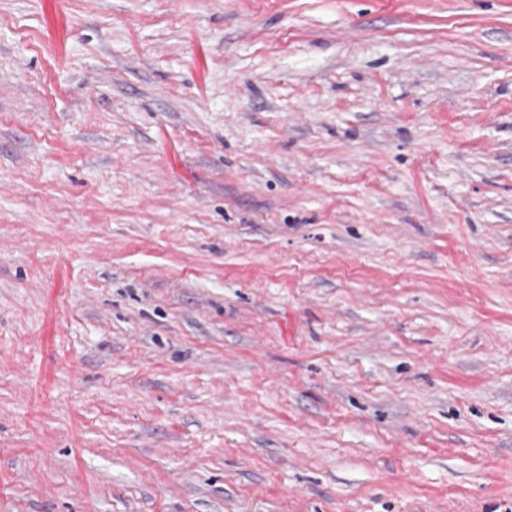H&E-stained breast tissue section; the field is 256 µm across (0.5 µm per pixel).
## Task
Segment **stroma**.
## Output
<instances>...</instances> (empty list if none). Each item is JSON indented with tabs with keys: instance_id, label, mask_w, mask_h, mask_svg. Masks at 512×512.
Returning <instances> with one entry per match:
<instances>
[{
	"instance_id": "obj_1",
	"label": "stroma",
	"mask_w": 512,
	"mask_h": 512,
	"mask_svg": "<svg viewBox=\"0 0 512 512\" xmlns=\"http://www.w3.org/2000/svg\"><path fill=\"white\" fill-rule=\"evenodd\" d=\"M0 512H512V0H0Z\"/></svg>"
}]
</instances>
